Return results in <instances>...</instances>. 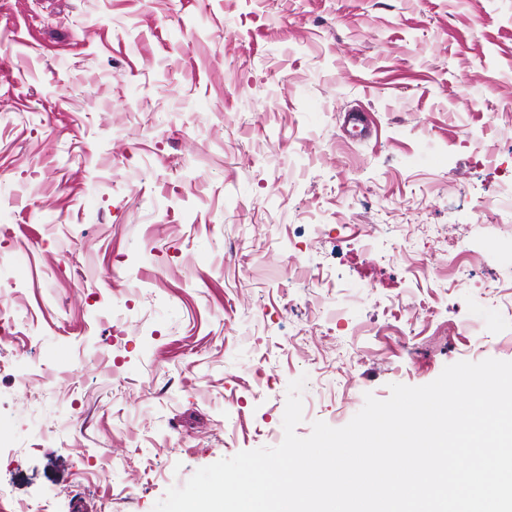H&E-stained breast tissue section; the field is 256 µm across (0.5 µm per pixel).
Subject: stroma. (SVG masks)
<instances>
[{"mask_svg": "<svg viewBox=\"0 0 512 512\" xmlns=\"http://www.w3.org/2000/svg\"><path fill=\"white\" fill-rule=\"evenodd\" d=\"M488 358L512 0H0V512H153L292 380L306 437Z\"/></svg>", "mask_w": 512, "mask_h": 512, "instance_id": "obj_1", "label": "stroma"}]
</instances>
